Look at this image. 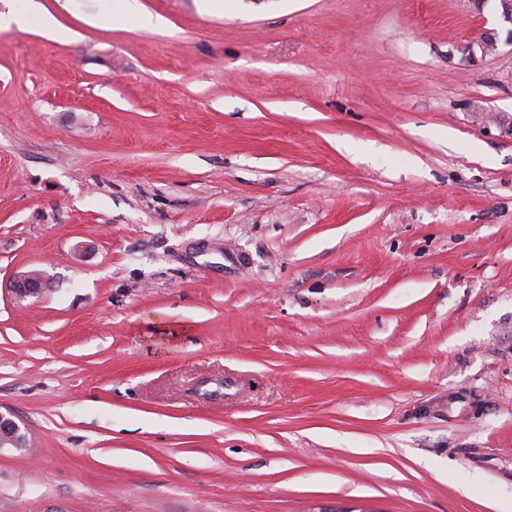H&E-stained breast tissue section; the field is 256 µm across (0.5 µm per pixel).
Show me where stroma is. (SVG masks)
Instances as JSON below:
<instances>
[{
	"label": "stroma",
	"instance_id": "obj_1",
	"mask_svg": "<svg viewBox=\"0 0 512 512\" xmlns=\"http://www.w3.org/2000/svg\"><path fill=\"white\" fill-rule=\"evenodd\" d=\"M139 3L0 0V512L511 502L497 12ZM122 2L117 7V19L136 20L138 26L147 30H161L166 27V20L161 16H154L152 14L143 12L140 5L136 0H121ZM499 40L498 32H484L465 43L460 50L468 58L476 59L478 55L483 58L498 49ZM45 277L42 272H28L14 285V292L20 298L38 297L43 292ZM26 432L21 428L10 413H4L0 410V447L12 445L21 448Z\"/></svg>",
	"mask_w": 512,
	"mask_h": 512
}]
</instances>
